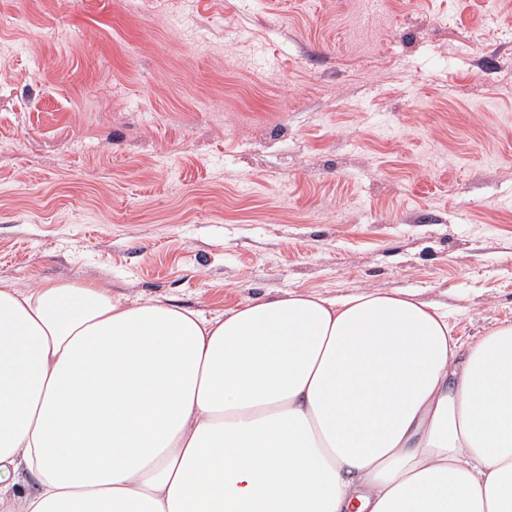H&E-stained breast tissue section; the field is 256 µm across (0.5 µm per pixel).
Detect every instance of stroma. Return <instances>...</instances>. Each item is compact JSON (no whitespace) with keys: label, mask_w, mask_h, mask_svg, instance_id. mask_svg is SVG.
<instances>
[{"label":"stroma","mask_w":512,"mask_h":512,"mask_svg":"<svg viewBox=\"0 0 512 512\" xmlns=\"http://www.w3.org/2000/svg\"><path fill=\"white\" fill-rule=\"evenodd\" d=\"M0 279L512 323V0H0Z\"/></svg>","instance_id":"stroma-1"}]
</instances>
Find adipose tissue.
Returning <instances> with one entry per match:
<instances>
[{
	"label": "adipose tissue",
	"instance_id": "1",
	"mask_svg": "<svg viewBox=\"0 0 512 512\" xmlns=\"http://www.w3.org/2000/svg\"><path fill=\"white\" fill-rule=\"evenodd\" d=\"M0 512H512V325L461 353L409 293L0 279Z\"/></svg>",
	"mask_w": 512,
	"mask_h": 512
}]
</instances>
